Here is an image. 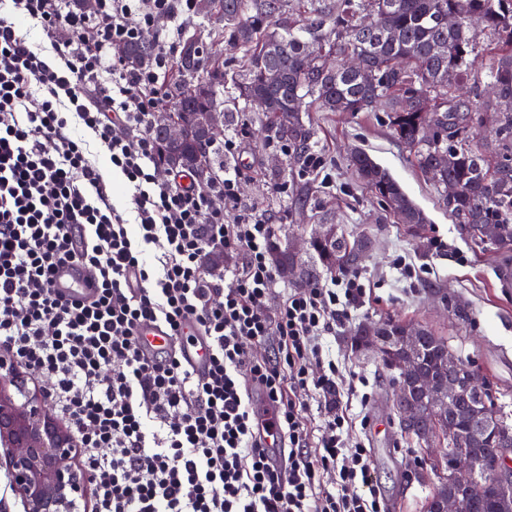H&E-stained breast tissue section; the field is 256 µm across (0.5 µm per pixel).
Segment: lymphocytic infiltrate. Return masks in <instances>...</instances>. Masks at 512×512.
<instances>
[{
	"instance_id": "1",
	"label": "lymphocytic infiltrate",
	"mask_w": 512,
	"mask_h": 512,
	"mask_svg": "<svg viewBox=\"0 0 512 512\" xmlns=\"http://www.w3.org/2000/svg\"><path fill=\"white\" fill-rule=\"evenodd\" d=\"M0 5V349L73 431L89 512H383L367 449L344 443L340 371L317 344L365 296L360 275L278 289L275 224L238 194L240 137H225L226 163L203 181L167 169L152 131L174 104L196 0ZM148 36L150 64L127 67L122 48ZM114 173L129 190L123 207ZM217 246L241 255L230 272L207 266ZM66 261L82 266L90 297L54 288ZM188 320L211 341L202 376L136 338L149 321L180 340ZM255 392L277 408L279 447L267 445ZM312 396L324 415L316 439Z\"/></svg>"
}]
</instances>
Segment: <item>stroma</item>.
<instances>
[{
    "label": "stroma",
    "mask_w": 512,
    "mask_h": 512,
    "mask_svg": "<svg viewBox=\"0 0 512 512\" xmlns=\"http://www.w3.org/2000/svg\"><path fill=\"white\" fill-rule=\"evenodd\" d=\"M219 107L225 135L248 134L241 158L253 173L239 184L243 202L269 215L277 226L276 246L294 252V270L279 274L280 287L329 282L331 270L310 245L318 225H336L351 240L369 237L371 244L357 268L368 293L334 331L319 337L318 347L355 384L342 396L349 418L344 438L368 448L386 512H423L435 481L429 464L436 451L418 447L401 431L393 402L394 373L377 352L355 346L354 332L390 315L426 326L480 372L512 417V251L485 252L462 234L385 113H302L303 123L314 132L312 150L326 159L331 185L325 188L318 177L300 176L292 156L272 148L276 134L264 114L229 79ZM357 150L387 169L425 213L428 222L422 230L414 232L389 219L350 162ZM440 241L445 249H437ZM402 261L414 267L415 277L402 275Z\"/></svg>",
    "instance_id": "obj_1"
}]
</instances>
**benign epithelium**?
<instances>
[{
	"mask_svg": "<svg viewBox=\"0 0 512 512\" xmlns=\"http://www.w3.org/2000/svg\"><path fill=\"white\" fill-rule=\"evenodd\" d=\"M201 144L213 141L223 131L224 113L209 104L191 114ZM167 142L175 146L185 134V122L165 110L157 116ZM422 329L415 327L403 336H381L379 327L363 328L367 343L393 359L399 372L397 389L401 427L418 434L427 444L434 437L422 428L426 421L416 396L426 397L433 409L448 416V436L459 438L453 421L463 406L474 409L477 423L463 437L475 443L480 435L498 430L495 416L482 407L484 386L470 365L448 353V382H438L421 370L417 353ZM0 447L6 449L5 465L15 495L24 512H73L90 483L87 473L76 467L77 441L54 414L39 391L28 388L27 376L8 358L0 357ZM448 471L456 489L439 502V512H476L472 490L481 484L502 488V497L512 495V448L498 449L494 471L478 478L470 460L448 458Z\"/></svg>",
	"mask_w": 512,
	"mask_h": 512,
	"instance_id": "7a95c632",
	"label": "benign epithelium"
}]
</instances>
